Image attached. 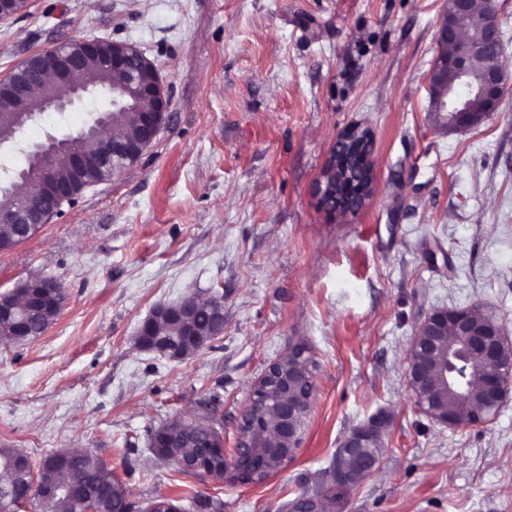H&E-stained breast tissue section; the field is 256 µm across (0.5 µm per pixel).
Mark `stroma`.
Returning a JSON list of instances; mask_svg holds the SVG:
<instances>
[{"label": "stroma", "mask_w": 512, "mask_h": 512, "mask_svg": "<svg viewBox=\"0 0 512 512\" xmlns=\"http://www.w3.org/2000/svg\"><path fill=\"white\" fill-rule=\"evenodd\" d=\"M443 0H30L0 23V78L80 38L136 45L171 119L134 166L0 251V293L39 275L66 298L41 336L0 340V448L32 461L94 449L146 507L216 495L224 512H282L322 485L341 441L389 419L379 469L336 512H512V393L483 425L416 405L409 349L437 309L477 308L512 339V0H493L506 81L478 124L429 112ZM103 105L30 124L0 164L76 131ZM375 135L376 191L358 215L319 208L337 133ZM224 299V332L171 361L136 336L156 305ZM317 360L293 460L261 484L175 471L151 433L216 393L224 451L251 384L289 346Z\"/></svg>", "instance_id": "1"}]
</instances>
